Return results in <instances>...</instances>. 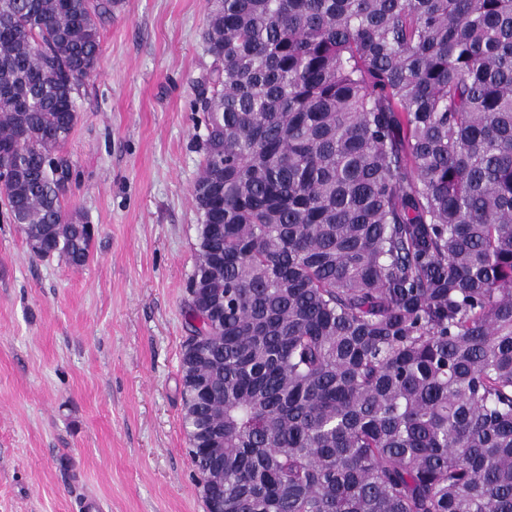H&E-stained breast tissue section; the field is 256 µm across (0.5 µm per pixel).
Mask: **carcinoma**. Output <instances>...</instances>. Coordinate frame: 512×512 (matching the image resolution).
Segmentation results:
<instances>
[{
	"label": "carcinoma",
	"instance_id": "cac0c4a2",
	"mask_svg": "<svg viewBox=\"0 0 512 512\" xmlns=\"http://www.w3.org/2000/svg\"><path fill=\"white\" fill-rule=\"evenodd\" d=\"M119 0H0V199L92 236L62 149ZM184 426L224 512H512V0H209Z\"/></svg>",
	"mask_w": 512,
	"mask_h": 512
}]
</instances>
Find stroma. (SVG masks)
<instances>
[{
    "label": "stroma",
    "mask_w": 512,
    "mask_h": 512,
    "mask_svg": "<svg viewBox=\"0 0 512 512\" xmlns=\"http://www.w3.org/2000/svg\"><path fill=\"white\" fill-rule=\"evenodd\" d=\"M208 8L121 0L101 23L66 145L85 266L35 257L0 207V512H206L180 359Z\"/></svg>",
    "instance_id": "1"
}]
</instances>
